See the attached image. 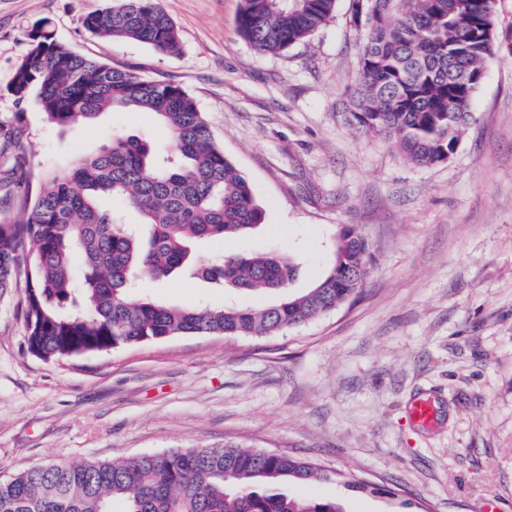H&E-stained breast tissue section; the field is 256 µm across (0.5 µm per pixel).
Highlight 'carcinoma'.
Here are the masks:
<instances>
[{"label": "carcinoma", "mask_w": 512, "mask_h": 512, "mask_svg": "<svg viewBox=\"0 0 512 512\" xmlns=\"http://www.w3.org/2000/svg\"><path fill=\"white\" fill-rule=\"evenodd\" d=\"M337 0H243L238 27L260 54L299 43L335 17ZM480 6L489 35L448 63L466 41ZM374 22L363 32L360 69L350 92V122L385 136L415 165L454 154L473 120L494 45L496 0H371ZM91 34L136 40L165 55L181 50L178 30L159 0H116L84 17ZM27 52L9 91L31 90L50 122L69 126L103 112L133 108L155 115L170 134L167 164L148 143L117 136L79 157L42 185L23 216L0 221V297L24 276L29 350L57 360L184 335L262 337L300 327L344 304L372 267L367 237L341 231L328 275L300 295L260 307H178L131 289L177 272L222 288L275 294L295 267L275 254L230 253L197 259L192 245L249 232L263 210L248 179L214 142L197 101L181 85L71 53L49 23L27 35ZM121 198L151 225L147 240L99 203ZM81 270L75 272L74 259ZM328 478L320 463L232 442L154 453L115 463L48 462L0 480V512H344L331 500L290 495L287 487Z\"/></svg>", "instance_id": "cac0c4a2"}]
</instances>
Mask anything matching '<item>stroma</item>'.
Here are the masks:
<instances>
[{
  "instance_id": "35a3bbf8",
  "label": "stroma",
  "mask_w": 512,
  "mask_h": 512,
  "mask_svg": "<svg viewBox=\"0 0 512 512\" xmlns=\"http://www.w3.org/2000/svg\"><path fill=\"white\" fill-rule=\"evenodd\" d=\"M111 3L0 0V169L27 172L26 183H0V219L20 217L24 195L113 137L148 141L161 164L169 155L167 130L147 113L117 109L63 128L35 97L9 93L28 32L46 21L68 51L196 99L264 211L251 233L200 243L201 256H288L297 293L326 276L338 235L354 227L373 267L357 296L275 336H176L56 361L30 352L15 288L0 298V479L48 461L235 442L383 487L289 488L346 512H481L489 498L512 512V0H497L475 120L455 154L429 167L346 119L362 53L351 0L305 41L264 55L239 33L242 0H160L177 56L85 31L83 17ZM140 294L181 307L263 301L185 275ZM420 399L437 410L432 427L410 419Z\"/></svg>"
}]
</instances>
